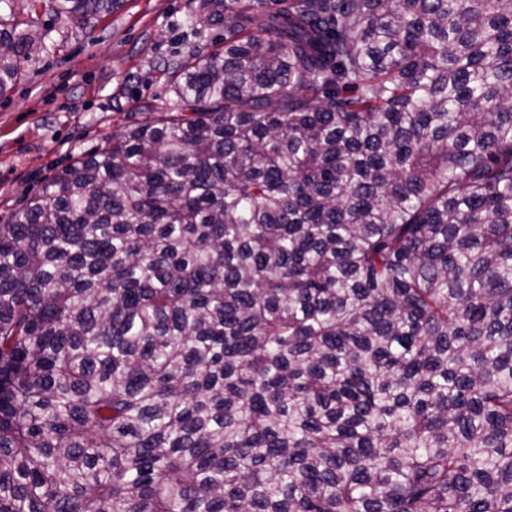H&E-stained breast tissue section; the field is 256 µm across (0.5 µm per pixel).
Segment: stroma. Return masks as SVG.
Here are the masks:
<instances>
[{
	"instance_id": "stroma-1",
	"label": "stroma",
	"mask_w": 512,
	"mask_h": 512,
	"mask_svg": "<svg viewBox=\"0 0 512 512\" xmlns=\"http://www.w3.org/2000/svg\"><path fill=\"white\" fill-rule=\"evenodd\" d=\"M13 19L50 31L0 97V224L39 195L55 171L100 148L174 99L170 66L214 52L224 30L195 33L198 0H124L87 25L56 15L48 0H14Z\"/></svg>"
}]
</instances>
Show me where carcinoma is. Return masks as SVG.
I'll use <instances>...</instances> for the list:
<instances>
[{"instance_id": "cac0c4a2", "label": "carcinoma", "mask_w": 512, "mask_h": 512, "mask_svg": "<svg viewBox=\"0 0 512 512\" xmlns=\"http://www.w3.org/2000/svg\"><path fill=\"white\" fill-rule=\"evenodd\" d=\"M214 24L0 225V512H512V0Z\"/></svg>"}]
</instances>
